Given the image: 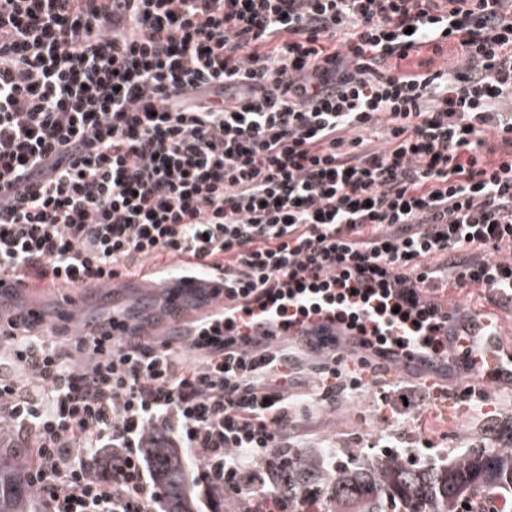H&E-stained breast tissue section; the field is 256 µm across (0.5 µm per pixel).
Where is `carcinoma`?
Returning <instances> with one entry per match:
<instances>
[{"label": "carcinoma", "mask_w": 512, "mask_h": 512, "mask_svg": "<svg viewBox=\"0 0 512 512\" xmlns=\"http://www.w3.org/2000/svg\"><path fill=\"white\" fill-rule=\"evenodd\" d=\"M169 512H198L188 487L192 466L169 446L150 448ZM268 491L288 499V512L310 504L325 512H480L491 499L512 500V426L457 448L443 462L393 449L350 457L284 449L269 463ZM22 455L0 456V512H40Z\"/></svg>", "instance_id": "obj_1"}]
</instances>
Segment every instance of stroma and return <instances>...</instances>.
<instances>
[{"instance_id": "stroma-1", "label": "stroma", "mask_w": 512, "mask_h": 512, "mask_svg": "<svg viewBox=\"0 0 512 512\" xmlns=\"http://www.w3.org/2000/svg\"><path fill=\"white\" fill-rule=\"evenodd\" d=\"M158 286L134 278L127 280L119 294H88L76 288H48L38 281L18 289L19 301L46 320L60 313L74 314L76 322L96 323L111 318L113 311L155 306ZM441 300L468 315H482L500 327L502 347L512 349V302L490 299L481 288L448 286ZM347 374L362 381L354 395L337 393L334 403L314 404L300 413L291 445L310 452L323 448H360L367 441L376 447L389 444L407 448L422 459H441L455 448L472 444L475 436L491 426L512 422V386L486 388L456 365L436 371L419 366L406 371L387 362L386 372L374 373L375 358L359 365L360 353L342 342ZM407 391L415 404L412 413L402 412L392 398V389Z\"/></svg>"}]
</instances>
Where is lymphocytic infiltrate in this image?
Returning <instances> with one entry per match:
<instances>
[{
	"label": "lymphocytic infiltrate",
	"instance_id": "obj_1",
	"mask_svg": "<svg viewBox=\"0 0 512 512\" xmlns=\"http://www.w3.org/2000/svg\"><path fill=\"white\" fill-rule=\"evenodd\" d=\"M448 40L455 68H402ZM160 256L172 306L362 276L409 326L359 337L375 358L441 347L448 284L512 300V0H0V282L111 285ZM71 321L0 313V416L46 512H167L151 434L210 493L249 485L238 512H288L262 465L335 394L338 336L301 337L326 361L297 394L284 335L220 310L180 347Z\"/></svg>",
	"mask_w": 512,
	"mask_h": 512
}]
</instances>
